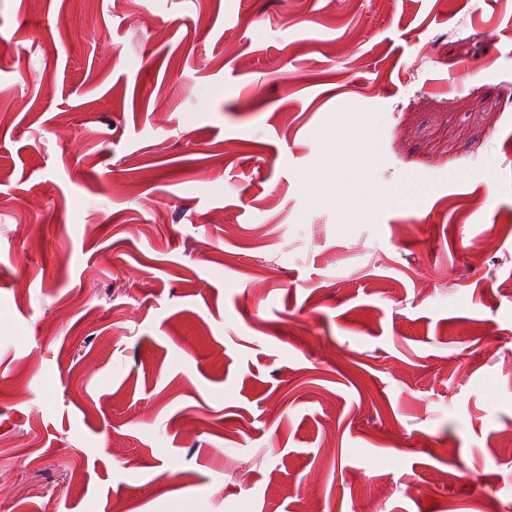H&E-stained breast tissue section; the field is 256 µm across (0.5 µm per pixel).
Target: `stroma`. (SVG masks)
I'll list each match as a JSON object with an SVG mask.
<instances>
[{
    "label": "stroma",
    "mask_w": 512,
    "mask_h": 512,
    "mask_svg": "<svg viewBox=\"0 0 512 512\" xmlns=\"http://www.w3.org/2000/svg\"><path fill=\"white\" fill-rule=\"evenodd\" d=\"M511 434L512 0H0V512H512Z\"/></svg>",
    "instance_id": "1"
}]
</instances>
